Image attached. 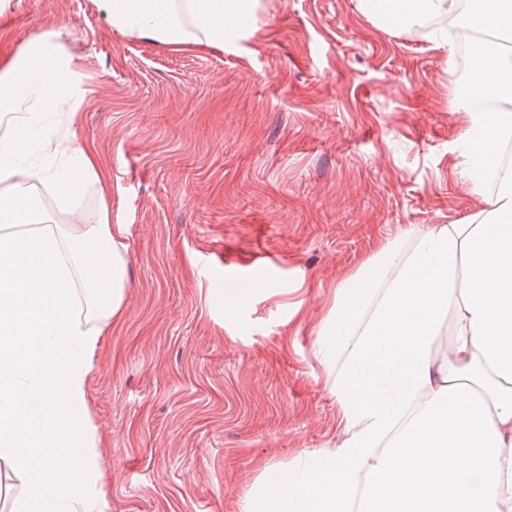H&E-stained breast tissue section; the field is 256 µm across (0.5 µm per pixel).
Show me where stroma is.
Listing matches in <instances>:
<instances>
[{
  "label": "stroma",
  "instance_id": "obj_1",
  "mask_svg": "<svg viewBox=\"0 0 512 512\" xmlns=\"http://www.w3.org/2000/svg\"><path fill=\"white\" fill-rule=\"evenodd\" d=\"M224 49L116 32L96 0H9L0 57L62 22L83 63L72 116L125 227L123 311L88 385L106 512H236L268 466L335 448L316 331L375 244L413 247L490 196L456 59L359 0H263ZM273 285L246 289L252 264Z\"/></svg>",
  "mask_w": 512,
  "mask_h": 512
}]
</instances>
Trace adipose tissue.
I'll return each mask as SVG.
<instances>
[{"instance_id":"ef3b65f1","label":"adipose tissue","mask_w":512,"mask_h":512,"mask_svg":"<svg viewBox=\"0 0 512 512\" xmlns=\"http://www.w3.org/2000/svg\"><path fill=\"white\" fill-rule=\"evenodd\" d=\"M405 26L433 17L467 31H512V0H363ZM113 28L174 50L223 48L260 0H98ZM37 39L0 67V461L26 483L20 512H101L96 427L88 404L92 358L122 314L129 255L113 223L112 185L93 144L50 118L78 104L83 64ZM497 108H490L489 100ZM464 132L495 190L472 224H443L378 243L347 276L322 318L314 355L332 375L340 441L267 467L238 512H512V55L474 51ZM63 156L46 168L31 152ZM72 199L94 185L96 223L71 215L60 233L29 187ZM454 312L451 355L432 348Z\"/></svg>"}]
</instances>
